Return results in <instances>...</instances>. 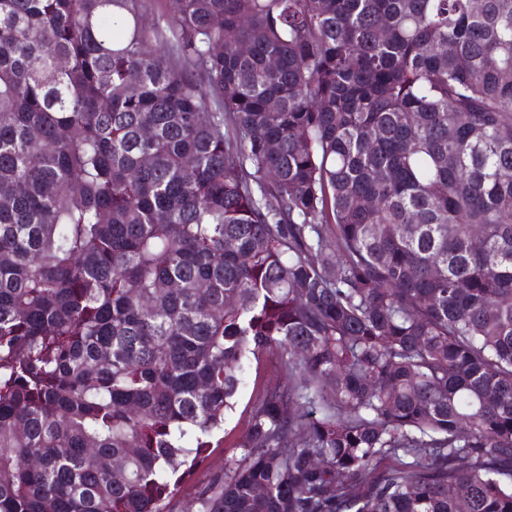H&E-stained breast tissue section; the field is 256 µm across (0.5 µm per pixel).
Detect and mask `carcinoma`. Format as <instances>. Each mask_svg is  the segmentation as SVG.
Segmentation results:
<instances>
[{
	"label": "carcinoma",
	"instance_id": "cac0c4a2",
	"mask_svg": "<svg viewBox=\"0 0 512 512\" xmlns=\"http://www.w3.org/2000/svg\"><path fill=\"white\" fill-rule=\"evenodd\" d=\"M169 2L0 0V512H159L266 355L198 512H512V0Z\"/></svg>",
	"mask_w": 512,
	"mask_h": 512
}]
</instances>
